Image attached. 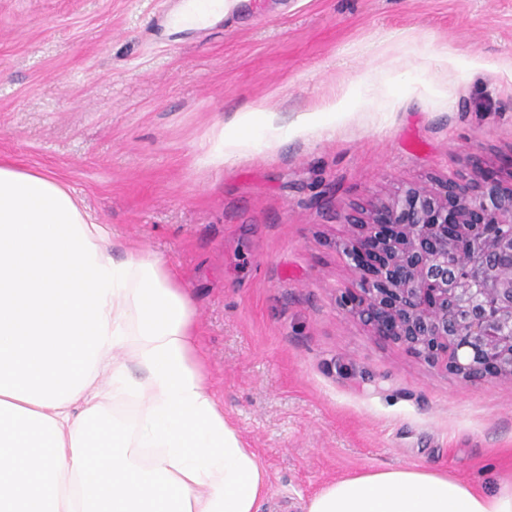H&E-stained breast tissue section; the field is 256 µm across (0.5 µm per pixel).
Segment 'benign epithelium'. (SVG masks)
<instances>
[{
  "label": "benign epithelium",
  "mask_w": 512,
  "mask_h": 512,
  "mask_svg": "<svg viewBox=\"0 0 512 512\" xmlns=\"http://www.w3.org/2000/svg\"><path fill=\"white\" fill-rule=\"evenodd\" d=\"M345 223L358 281L343 309L466 381H512V185L413 184Z\"/></svg>",
  "instance_id": "1"
}]
</instances>
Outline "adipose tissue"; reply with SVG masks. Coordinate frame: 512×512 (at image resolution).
Here are the masks:
<instances>
[{
	"mask_svg": "<svg viewBox=\"0 0 512 512\" xmlns=\"http://www.w3.org/2000/svg\"><path fill=\"white\" fill-rule=\"evenodd\" d=\"M115 247L53 173L0 161V512H259L267 475L207 382L188 295ZM306 512H512V483L375 469Z\"/></svg>",
	"mask_w": 512,
	"mask_h": 512,
	"instance_id": "adipose-tissue-1",
	"label": "adipose tissue"
}]
</instances>
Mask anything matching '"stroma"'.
Masks as SVG:
<instances>
[{"mask_svg": "<svg viewBox=\"0 0 512 512\" xmlns=\"http://www.w3.org/2000/svg\"><path fill=\"white\" fill-rule=\"evenodd\" d=\"M159 9L0 0V160L55 173L116 258L166 261L261 512L377 467L512 481V382L336 303L351 208L475 160L512 178V0H239L182 30Z\"/></svg>", "mask_w": 512, "mask_h": 512, "instance_id": "35a3bbf8", "label": "stroma"}]
</instances>
